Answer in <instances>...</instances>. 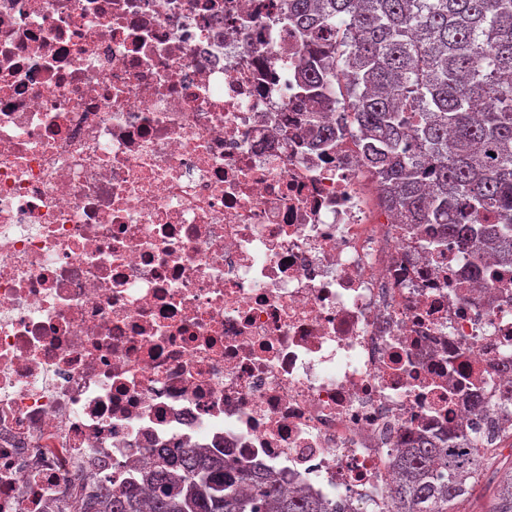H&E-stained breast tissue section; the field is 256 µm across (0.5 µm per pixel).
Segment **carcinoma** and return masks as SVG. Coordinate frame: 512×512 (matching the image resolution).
<instances>
[{"instance_id": "carcinoma-1", "label": "carcinoma", "mask_w": 512, "mask_h": 512, "mask_svg": "<svg viewBox=\"0 0 512 512\" xmlns=\"http://www.w3.org/2000/svg\"><path fill=\"white\" fill-rule=\"evenodd\" d=\"M305 41L303 89L341 86L355 136L402 224H441L467 251L512 267V0H279ZM512 426L399 453L389 512H458ZM486 512H512V464ZM336 512L201 448L161 460L140 486L101 483L82 512Z\"/></svg>"}]
</instances>
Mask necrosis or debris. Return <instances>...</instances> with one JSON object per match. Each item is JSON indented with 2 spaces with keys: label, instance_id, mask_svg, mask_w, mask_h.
Wrapping results in <instances>:
<instances>
[{
  "label": "necrosis or debris",
  "instance_id": "obj_1",
  "mask_svg": "<svg viewBox=\"0 0 512 512\" xmlns=\"http://www.w3.org/2000/svg\"><path fill=\"white\" fill-rule=\"evenodd\" d=\"M276 2L0 0V512L186 447L382 512L503 417L512 269L372 205Z\"/></svg>",
  "mask_w": 512,
  "mask_h": 512
}]
</instances>
